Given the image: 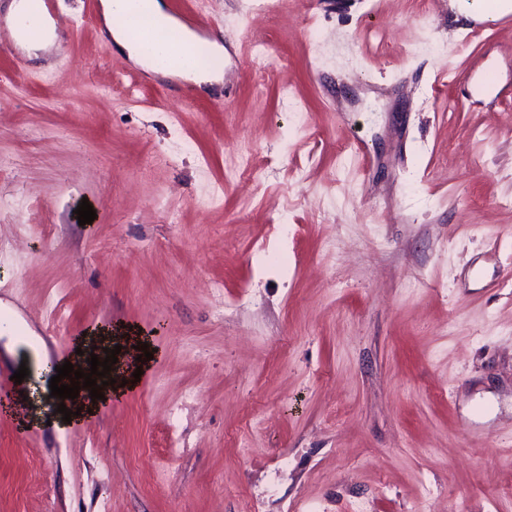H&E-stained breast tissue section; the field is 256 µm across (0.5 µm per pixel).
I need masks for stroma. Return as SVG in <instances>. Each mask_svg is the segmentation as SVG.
Masks as SVG:
<instances>
[{"instance_id": "stroma-1", "label": "stroma", "mask_w": 512, "mask_h": 512, "mask_svg": "<svg viewBox=\"0 0 512 512\" xmlns=\"http://www.w3.org/2000/svg\"><path fill=\"white\" fill-rule=\"evenodd\" d=\"M86 2L36 58L0 20V372L155 355L64 431L0 413V512H512V19L193 0L198 84ZM103 17L106 23L107 36L110 41L127 52L131 59L139 62V50L129 39L128 27L125 24L115 25L114 20H119L126 10L129 0H102ZM113 21V24H112ZM108 347L112 350V329L107 327H99L96 330H93L92 335L89 338H84L80 340L74 350V355L76 360L72 365L80 364L90 355V353H94V351L98 347ZM76 348H81L83 351V356H79L76 354Z\"/></svg>"}]
</instances>
